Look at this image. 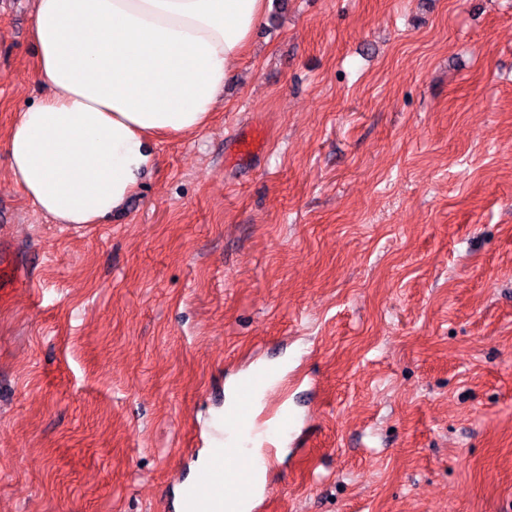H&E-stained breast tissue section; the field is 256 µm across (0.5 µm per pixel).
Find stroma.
Returning a JSON list of instances; mask_svg holds the SVG:
<instances>
[{
    "mask_svg": "<svg viewBox=\"0 0 512 512\" xmlns=\"http://www.w3.org/2000/svg\"><path fill=\"white\" fill-rule=\"evenodd\" d=\"M32 13L0 0V139ZM149 143L79 227L0 151V512H167L257 357L298 437L268 512H512V0H272L209 125Z\"/></svg>",
    "mask_w": 512,
    "mask_h": 512,
    "instance_id": "obj_1",
    "label": "stroma"
}]
</instances>
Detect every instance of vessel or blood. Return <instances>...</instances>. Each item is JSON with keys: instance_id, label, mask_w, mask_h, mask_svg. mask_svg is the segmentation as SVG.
Listing matches in <instances>:
<instances>
[{"instance_id": "vessel-or-blood-1", "label": "vessel or blood", "mask_w": 512, "mask_h": 512, "mask_svg": "<svg viewBox=\"0 0 512 512\" xmlns=\"http://www.w3.org/2000/svg\"><path fill=\"white\" fill-rule=\"evenodd\" d=\"M268 378L266 368L252 366L238 374L232 398L224 407L231 433L207 431L201 445L210 460L208 469L196 480L183 483L172 499L171 512H224V500L232 496L246 505L245 512H260L269 491L257 490L252 479L256 467H272L273 457L256 460L250 453L254 437V394Z\"/></svg>"}]
</instances>
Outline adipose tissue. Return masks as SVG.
Wrapping results in <instances>:
<instances>
[{
  "label": "adipose tissue",
  "instance_id": "1",
  "mask_svg": "<svg viewBox=\"0 0 512 512\" xmlns=\"http://www.w3.org/2000/svg\"><path fill=\"white\" fill-rule=\"evenodd\" d=\"M270 0H34L46 94L4 141L13 180L62 224H99L132 195L151 136L202 130Z\"/></svg>",
  "mask_w": 512,
  "mask_h": 512
}]
</instances>
